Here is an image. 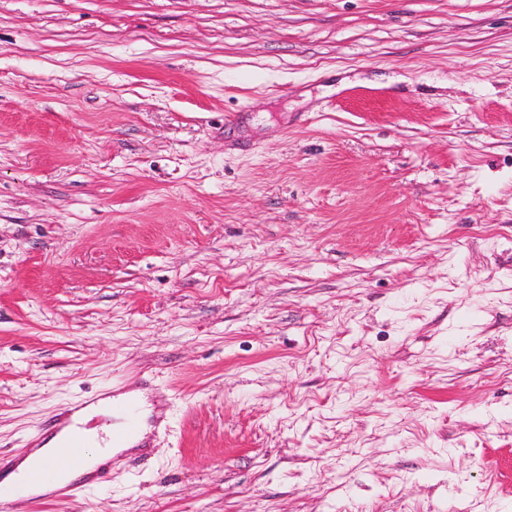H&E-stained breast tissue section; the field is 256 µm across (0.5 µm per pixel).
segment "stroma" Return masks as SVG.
I'll return each mask as SVG.
<instances>
[{
  "label": "stroma",
  "instance_id": "obj_1",
  "mask_svg": "<svg viewBox=\"0 0 512 512\" xmlns=\"http://www.w3.org/2000/svg\"><path fill=\"white\" fill-rule=\"evenodd\" d=\"M24 512H512V0H0V456ZM112 410L121 411L127 416L126 425L114 431H112V428H118L120 423L114 426L111 424L109 426L108 431L105 432L107 435L112 433L109 448H88L87 440L82 433L76 430L63 431L70 423V417L72 415L71 410L66 409L63 413V417L60 419V422L55 425L54 432L52 433V436H58L54 454L68 457L72 462L79 464H73L68 460L59 459L55 455H52L51 448L53 447L54 439H48L41 448H38L24 457L20 461L18 469H24L32 458L40 457L47 462V466L54 468L58 472L59 477H63V479L57 485L48 484L56 482L58 476L54 475L46 465L37 464L25 471L14 484L8 485L15 480L17 473L13 470L5 472L3 483L7 486L0 485V511L14 512V507L19 501H29L37 498L33 496L32 492L36 486L42 485L35 493L43 494L56 490L58 487H62L66 484L84 479L87 472L92 467L103 464L111 459L113 454L130 448V446H127V442L129 438L139 430L136 405L131 400H127L124 403H114L112 401ZM82 448L85 449V459L83 462H81Z\"/></svg>",
  "mask_w": 512,
  "mask_h": 512
}]
</instances>
